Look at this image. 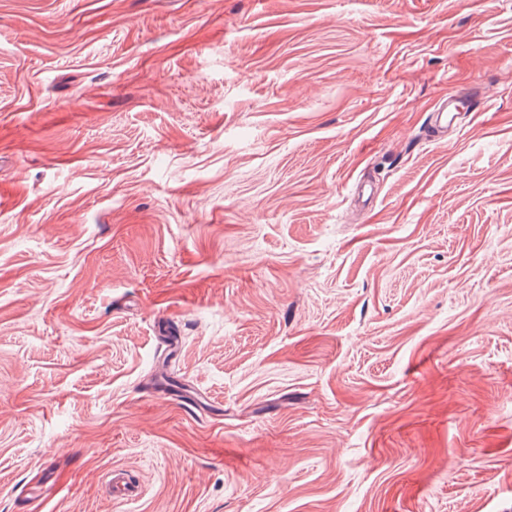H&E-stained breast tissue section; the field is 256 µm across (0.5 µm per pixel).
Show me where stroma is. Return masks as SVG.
Returning a JSON list of instances; mask_svg holds the SVG:
<instances>
[{
	"instance_id": "35a3bbf8",
	"label": "stroma",
	"mask_w": 512,
	"mask_h": 512,
	"mask_svg": "<svg viewBox=\"0 0 512 512\" xmlns=\"http://www.w3.org/2000/svg\"><path fill=\"white\" fill-rule=\"evenodd\" d=\"M0 512H512V0H0ZM462 101L457 92L448 93V96L440 99L431 116L434 129L448 130L455 122L458 106ZM109 489L113 499L128 500L138 495V486L130 481L127 471L122 468H114L110 472Z\"/></svg>"
}]
</instances>
